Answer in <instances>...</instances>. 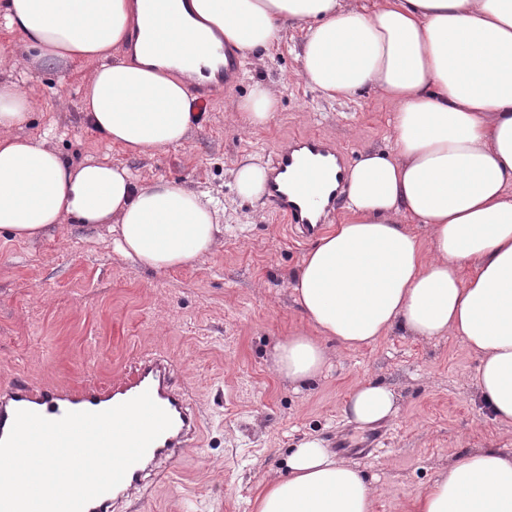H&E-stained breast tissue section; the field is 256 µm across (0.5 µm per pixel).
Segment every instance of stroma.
<instances>
[{"label":"stroma","instance_id":"stroma-1","mask_svg":"<svg viewBox=\"0 0 512 512\" xmlns=\"http://www.w3.org/2000/svg\"><path fill=\"white\" fill-rule=\"evenodd\" d=\"M304 34L288 31L273 49L246 60L221 88L184 146L132 157L92 132L82 112L93 65L35 61L20 34L0 26V57L27 61L14 79L36 105L24 135L39 136L68 161L98 157L129 168L137 184L174 179L214 197L224 234L195 267L156 273L113 252L109 237L64 224L42 241L0 236V386L103 384L164 355L201 430L176 465L124 500L119 512H252L255 496L306 437L335 448L360 444L364 427L343 412L363 381L390 386L395 416L379 422L368 456L339 452L375 491V512H414L439 470L470 448L512 453V427L489 417L475 383L480 362L455 336L394 332L355 351L337 350L315 385L297 391L271 368L279 340L304 321L291 281L309 242L290 239L267 201L236 189L233 171L250 155L270 162L278 144L315 135L336 143L347 163L390 145L393 112L372 88L344 101L324 99L300 74ZM279 97L266 128L236 123L231 110L252 85Z\"/></svg>","mask_w":512,"mask_h":512}]
</instances>
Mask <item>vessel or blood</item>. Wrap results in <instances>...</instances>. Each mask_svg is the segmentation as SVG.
Returning a JSON list of instances; mask_svg holds the SVG:
<instances>
[{
	"mask_svg": "<svg viewBox=\"0 0 512 512\" xmlns=\"http://www.w3.org/2000/svg\"><path fill=\"white\" fill-rule=\"evenodd\" d=\"M344 183V156L335 143L316 136L290 139L276 148L271 160L268 182L271 209L296 228L298 237H312L333 217ZM146 391L169 414L173 424L150 445L142 460L129 468L117 487L91 500L84 508V512H112L115 503L147 483L155 473L158 460L171 463L178 460L200 430V417L188 411L186 396L174 385L165 358H144L135 370L105 388L91 384L37 388L23 382L1 388L0 439L7 437L20 410L57 420L69 412L103 411Z\"/></svg>",
	"mask_w": 512,
	"mask_h": 512,
	"instance_id": "1",
	"label": "vessel or blood"
}]
</instances>
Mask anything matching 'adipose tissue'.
I'll return each instance as SVG.
<instances>
[{"label": "adipose tissue", "instance_id": "ef3b65f1", "mask_svg": "<svg viewBox=\"0 0 512 512\" xmlns=\"http://www.w3.org/2000/svg\"><path fill=\"white\" fill-rule=\"evenodd\" d=\"M145 3L0 0V22L48 64L94 61L88 123L132 156L185 145L197 119L188 82L217 71L213 46L248 58L304 30L305 82L330 100L378 89L394 111L393 146L349 167L344 218L293 277L305 325L275 345L274 372L305 387L329 365V344L452 335L480 357L493 421L512 426V0H157L150 13ZM33 105L20 84L0 82V234L34 243L68 219L107 230L114 252L158 273L212 253L224 227L210 197L174 180L138 185L123 165L74 164L17 136ZM277 105L258 82L234 110L261 128ZM397 411L394 391L373 381L345 404L362 426ZM285 466L254 512H374L362 470L323 441L303 439ZM415 512H512V454L458 453Z\"/></svg>", "mask_w": 512, "mask_h": 512}]
</instances>
